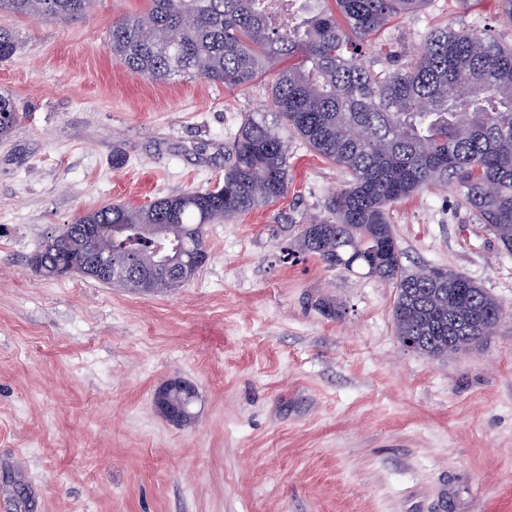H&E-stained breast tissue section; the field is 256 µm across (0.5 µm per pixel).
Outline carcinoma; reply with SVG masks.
Instances as JSON below:
<instances>
[{
  "mask_svg": "<svg viewBox=\"0 0 512 512\" xmlns=\"http://www.w3.org/2000/svg\"><path fill=\"white\" fill-rule=\"evenodd\" d=\"M301 21L277 24L265 0H148L112 23L107 48L128 73L154 82L201 78L242 90L282 64L272 91L279 121L317 155L343 167L349 182L327 202L329 217L301 226L298 253L329 268L362 270L395 288L400 340L434 359L491 335L495 299L460 272L416 271L403 263L389 218L392 205L442 186L456 190L478 223L512 254V47L474 33L432 31L420 53L379 71L363 47L390 21L426 0H300ZM92 0H0V11L56 19L84 15ZM18 120L0 95V137ZM288 147L278 126L247 116L224 159V183L161 197L145 207L110 204L75 220L65 254L86 249L81 226L98 225L112 251L110 286L144 293L193 279L208 251L204 230L274 202L288 191ZM178 248L160 267L152 241Z\"/></svg>",
  "mask_w": 512,
  "mask_h": 512,
  "instance_id": "carcinoma-1",
  "label": "carcinoma"
}]
</instances>
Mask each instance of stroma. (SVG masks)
<instances>
[{
	"label": "stroma",
	"mask_w": 512,
	"mask_h": 512,
	"mask_svg": "<svg viewBox=\"0 0 512 512\" xmlns=\"http://www.w3.org/2000/svg\"><path fill=\"white\" fill-rule=\"evenodd\" d=\"M145 4L0 12L17 43L0 94L20 115L0 138V480L28 498L0 512H512V254L455 190L390 213L409 268L461 272L502 308L479 347L440 360L397 338L394 288L284 259L349 179L293 135L287 195L207 225L210 259L188 284L138 294L31 265L89 210L221 184L241 122L276 119L273 73L230 91L114 61L108 29ZM443 26L512 45L497 0H428L366 59L410 57ZM174 379L198 395L185 426L153 405Z\"/></svg>",
	"instance_id": "1"
}]
</instances>
